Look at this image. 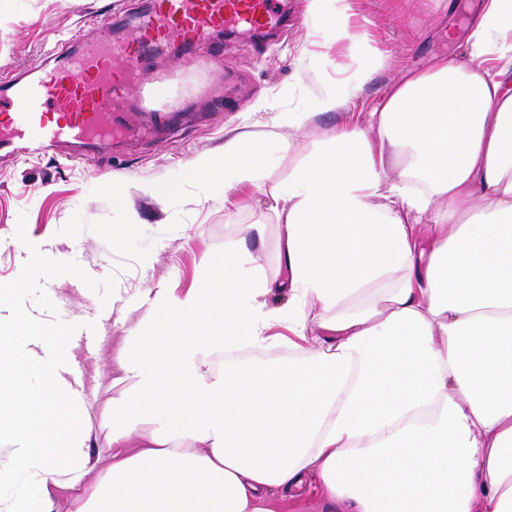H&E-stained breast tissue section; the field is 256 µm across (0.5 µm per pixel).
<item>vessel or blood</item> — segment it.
<instances>
[{"mask_svg":"<svg viewBox=\"0 0 512 512\" xmlns=\"http://www.w3.org/2000/svg\"><path fill=\"white\" fill-rule=\"evenodd\" d=\"M276 0H153L136 30L121 41L71 34L74 53L33 61L0 80V148L20 157L56 154L68 141L106 140L112 114L144 69L152 43L204 45L225 25L260 30Z\"/></svg>","mask_w":512,"mask_h":512,"instance_id":"b4317fda","label":"vessel or blood"}]
</instances>
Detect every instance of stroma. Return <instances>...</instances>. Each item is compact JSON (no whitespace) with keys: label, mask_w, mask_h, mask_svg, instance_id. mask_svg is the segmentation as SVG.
Returning a JSON list of instances; mask_svg holds the SVG:
<instances>
[{"label":"stroma","mask_w":512,"mask_h":512,"mask_svg":"<svg viewBox=\"0 0 512 512\" xmlns=\"http://www.w3.org/2000/svg\"><path fill=\"white\" fill-rule=\"evenodd\" d=\"M146 0H0V79L15 75L84 26L94 40L118 38L136 26ZM309 0H281L279 26L263 38L224 42L221 58L186 49L152 53L148 82L131 84L130 101L142 116L115 113L125 130L94 146L80 165L61 156L24 160L0 153V291L41 323L83 345L78 364L94 391L84 416L99 432L111 410L119 361L135 360L127 329L144 310L151 288H187L224 258V244L245 225L274 224L265 196L237 192L232 205L206 195L185 169L224 147V133L250 119L304 142L322 138L339 113L317 115L304 130L289 124L321 87L372 76L347 109L362 119L379 108L411 71L440 56L465 58L469 33L462 15L469 0H348L347 39L336 41L308 12ZM458 30L449 41V30ZM266 111L248 114L257 99ZM168 112L169 124L145 115ZM123 186L113 194V182ZM38 246L28 256L20 245Z\"/></svg>","instance_id":"stroma-1"}]
</instances>
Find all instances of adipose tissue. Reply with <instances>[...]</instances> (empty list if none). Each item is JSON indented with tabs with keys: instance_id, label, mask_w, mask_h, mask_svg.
<instances>
[{
	"instance_id": "adipose-tissue-1",
	"label": "adipose tissue",
	"mask_w": 512,
	"mask_h": 512,
	"mask_svg": "<svg viewBox=\"0 0 512 512\" xmlns=\"http://www.w3.org/2000/svg\"><path fill=\"white\" fill-rule=\"evenodd\" d=\"M467 43L322 141L247 133L189 163L208 194L266 188L277 270L249 224L216 273L154 291L105 449L69 340L0 298V512H276L305 488L512 512V0H480Z\"/></svg>"
}]
</instances>
